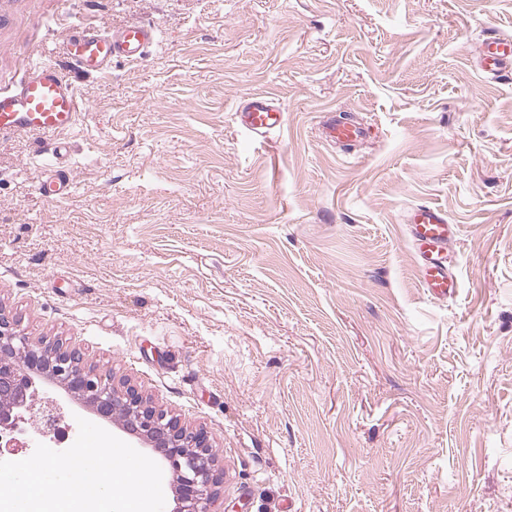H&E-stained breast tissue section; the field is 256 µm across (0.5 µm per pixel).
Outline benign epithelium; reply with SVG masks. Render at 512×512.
<instances>
[{"label": "benign epithelium", "mask_w": 512, "mask_h": 512, "mask_svg": "<svg viewBox=\"0 0 512 512\" xmlns=\"http://www.w3.org/2000/svg\"><path fill=\"white\" fill-rule=\"evenodd\" d=\"M76 394L94 412L112 419L127 434L160 453L175 486L174 512H211L218 477L212 468V445L203 428L190 429L150 405L132 385L116 387L111 377L82 365L80 352L57 341L33 342L0 312V423L15 411L36 414L33 376Z\"/></svg>", "instance_id": "1"}]
</instances>
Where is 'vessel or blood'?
Here are the masks:
<instances>
[{
    "label": "vessel or blood",
    "instance_id": "b4317fda",
    "mask_svg": "<svg viewBox=\"0 0 512 512\" xmlns=\"http://www.w3.org/2000/svg\"><path fill=\"white\" fill-rule=\"evenodd\" d=\"M158 40L153 26L134 24L106 33L87 24L75 26L62 47L65 65L37 61L27 69L19 87L0 93V138L35 132L55 140L70 131L76 122L81 102L72 72L98 74L110 69L113 59L142 60ZM512 62V38L490 34L482 51V67L495 76ZM284 112L277 101L265 94L247 96L237 110V125L250 137L266 140L271 131L284 125ZM332 142L361 139L362 127L332 122L323 128ZM67 168L40 184L38 191L49 200H60L72 189ZM409 238L417 257L419 280L427 295L443 298L454 293L457 281L451 267L455 256L451 245L459 233L457 225L437 207L415 206L408 218Z\"/></svg>",
    "mask_w": 512,
    "mask_h": 512
}]
</instances>
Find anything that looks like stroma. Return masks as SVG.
Returning <instances> with one entry per match:
<instances>
[{
  "label": "stroma",
  "instance_id": "obj_1",
  "mask_svg": "<svg viewBox=\"0 0 512 512\" xmlns=\"http://www.w3.org/2000/svg\"><path fill=\"white\" fill-rule=\"evenodd\" d=\"M77 18L159 38L75 74L66 198L0 139V309L205 428L214 512H512V71L479 66L512 0H0V91ZM342 116L369 137L322 139ZM422 203L460 227L448 298ZM236 113L238 127L258 141H265L271 131L281 129L285 122L280 105L265 94L247 96ZM72 179L67 168L59 166L56 173L39 185L38 191L42 197L49 200H60L67 196L72 189ZM408 226L422 288L433 298L452 295L457 280L451 272L456 258L450 246L458 236V225L449 224L437 207L417 205L410 211Z\"/></svg>",
  "mask_w": 512,
  "mask_h": 512
}]
</instances>
